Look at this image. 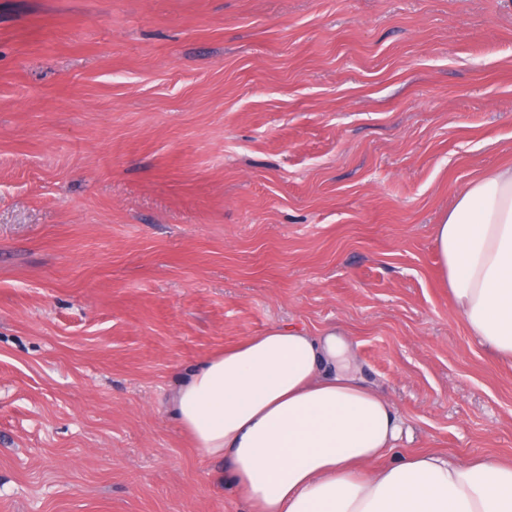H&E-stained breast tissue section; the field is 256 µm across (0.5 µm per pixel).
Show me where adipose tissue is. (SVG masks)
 I'll list each match as a JSON object with an SVG mask.
<instances>
[{"label":"adipose tissue","instance_id":"obj_1","mask_svg":"<svg viewBox=\"0 0 512 512\" xmlns=\"http://www.w3.org/2000/svg\"><path fill=\"white\" fill-rule=\"evenodd\" d=\"M434 243L471 334L512 360V164L457 190ZM353 358L336 331L273 327L181 376L168 410L249 512H512V461H389L402 422Z\"/></svg>","mask_w":512,"mask_h":512}]
</instances>
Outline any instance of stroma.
<instances>
[{
    "label": "stroma",
    "instance_id": "obj_1",
    "mask_svg": "<svg viewBox=\"0 0 512 512\" xmlns=\"http://www.w3.org/2000/svg\"><path fill=\"white\" fill-rule=\"evenodd\" d=\"M509 163L512 0H0V512H247L166 402L275 326L512 458L433 240Z\"/></svg>",
    "mask_w": 512,
    "mask_h": 512
}]
</instances>
